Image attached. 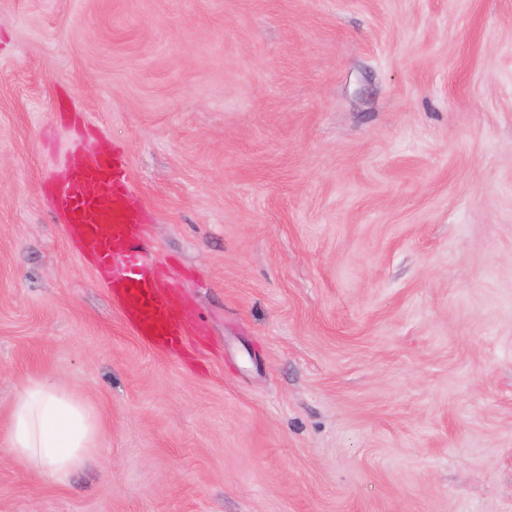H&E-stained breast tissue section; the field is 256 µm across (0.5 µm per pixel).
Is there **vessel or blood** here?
<instances>
[{
	"label": "vessel or blood",
	"instance_id": "vessel-or-blood-1",
	"mask_svg": "<svg viewBox=\"0 0 512 512\" xmlns=\"http://www.w3.org/2000/svg\"><path fill=\"white\" fill-rule=\"evenodd\" d=\"M126 160L121 153L77 150L54 193L67 231L93 256L99 272L137 335L165 348L189 333L174 291L156 269L127 244L142 228L143 215L126 203Z\"/></svg>",
	"mask_w": 512,
	"mask_h": 512
}]
</instances>
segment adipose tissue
Masks as SVG:
<instances>
[{
    "label": "adipose tissue",
    "instance_id": "obj_1",
    "mask_svg": "<svg viewBox=\"0 0 512 512\" xmlns=\"http://www.w3.org/2000/svg\"><path fill=\"white\" fill-rule=\"evenodd\" d=\"M100 447L94 409L42 377L23 383L0 426V453L57 486L67 485Z\"/></svg>",
    "mask_w": 512,
    "mask_h": 512
}]
</instances>
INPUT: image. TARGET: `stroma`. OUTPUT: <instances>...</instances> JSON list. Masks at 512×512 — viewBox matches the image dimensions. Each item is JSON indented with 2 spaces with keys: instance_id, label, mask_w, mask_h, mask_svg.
Instances as JSON below:
<instances>
[{
  "instance_id": "stroma-1",
  "label": "stroma",
  "mask_w": 512,
  "mask_h": 512,
  "mask_svg": "<svg viewBox=\"0 0 512 512\" xmlns=\"http://www.w3.org/2000/svg\"><path fill=\"white\" fill-rule=\"evenodd\" d=\"M124 154L202 335L158 349L44 183ZM0 512H512V0H0ZM0 447V453L57 486L67 485L102 448L94 409L42 377L28 378L10 402Z\"/></svg>"
}]
</instances>
